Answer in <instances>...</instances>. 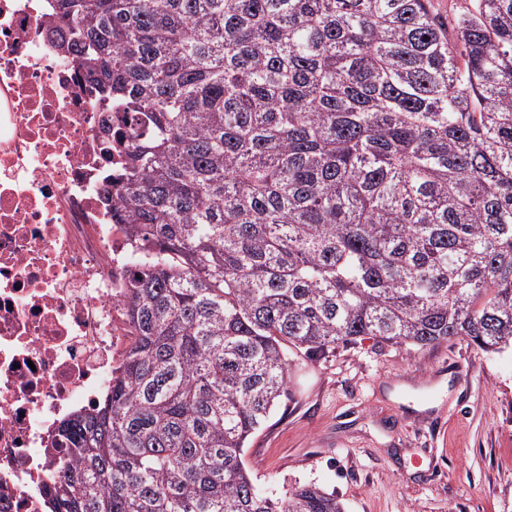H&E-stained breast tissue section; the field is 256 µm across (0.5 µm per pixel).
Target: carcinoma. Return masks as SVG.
<instances>
[{
	"label": "carcinoma",
	"mask_w": 512,
	"mask_h": 512,
	"mask_svg": "<svg viewBox=\"0 0 512 512\" xmlns=\"http://www.w3.org/2000/svg\"><path fill=\"white\" fill-rule=\"evenodd\" d=\"M131 113L112 215L150 258L134 340L61 425L51 512H345L259 492L294 351L512 347V0H53Z\"/></svg>",
	"instance_id": "obj_1"
}]
</instances>
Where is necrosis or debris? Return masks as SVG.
I'll return each mask as SVG.
<instances>
[{
    "label": "necrosis or debris",
    "mask_w": 512,
    "mask_h": 512,
    "mask_svg": "<svg viewBox=\"0 0 512 512\" xmlns=\"http://www.w3.org/2000/svg\"><path fill=\"white\" fill-rule=\"evenodd\" d=\"M49 0H0V512H49L63 420L112 385L143 262L108 189L125 113L62 62Z\"/></svg>",
    "instance_id": "obj_1"
}]
</instances>
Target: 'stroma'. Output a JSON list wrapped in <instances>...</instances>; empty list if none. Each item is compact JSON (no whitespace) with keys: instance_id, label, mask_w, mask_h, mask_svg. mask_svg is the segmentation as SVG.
<instances>
[{"instance_id":"35a3bbf8","label":"stroma","mask_w":512,"mask_h":512,"mask_svg":"<svg viewBox=\"0 0 512 512\" xmlns=\"http://www.w3.org/2000/svg\"><path fill=\"white\" fill-rule=\"evenodd\" d=\"M247 442L257 484H315L345 512H512V350L366 339L294 357Z\"/></svg>"}]
</instances>
